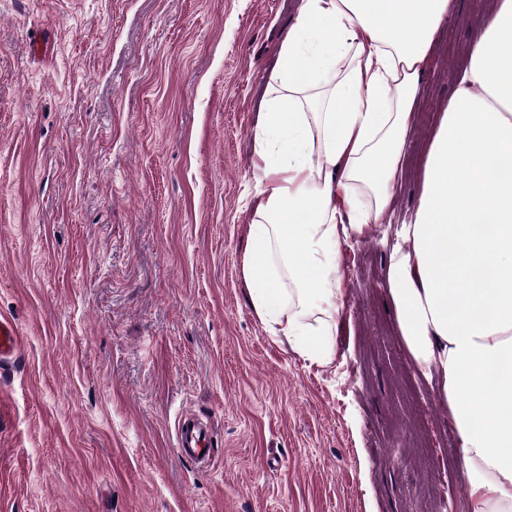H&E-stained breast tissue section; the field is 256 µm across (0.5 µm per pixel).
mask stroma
<instances>
[{
    "mask_svg": "<svg viewBox=\"0 0 512 512\" xmlns=\"http://www.w3.org/2000/svg\"><path fill=\"white\" fill-rule=\"evenodd\" d=\"M496 2L449 0L388 216L342 249L321 365L268 334L239 275L253 134L303 0H0V313L23 338L0 370V512H423L430 485L435 512H471L386 271ZM183 414L211 427L208 470L175 451Z\"/></svg>",
    "mask_w": 512,
    "mask_h": 512,
    "instance_id": "1",
    "label": "stroma"
}]
</instances>
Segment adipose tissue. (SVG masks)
<instances>
[{
    "label": "adipose tissue",
    "mask_w": 512,
    "mask_h": 512,
    "mask_svg": "<svg viewBox=\"0 0 512 512\" xmlns=\"http://www.w3.org/2000/svg\"><path fill=\"white\" fill-rule=\"evenodd\" d=\"M448 0H304L256 128L260 201L240 266L266 331L330 363L342 241L380 222ZM387 281L438 373L472 512H512V0H498L443 112Z\"/></svg>",
    "instance_id": "ef3b65f1"
}]
</instances>
